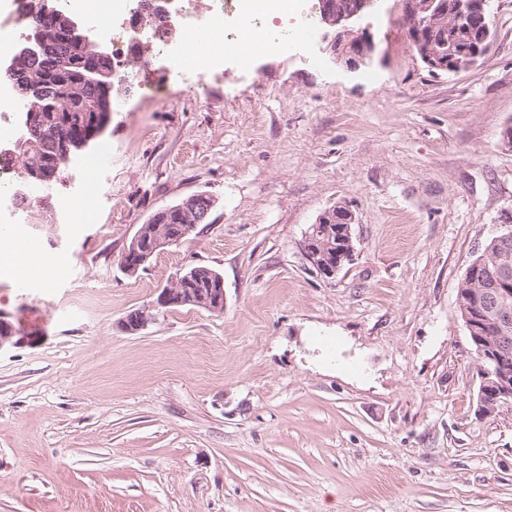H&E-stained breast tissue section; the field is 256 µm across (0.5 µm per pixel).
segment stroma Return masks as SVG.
Segmentation results:
<instances>
[{
  "instance_id": "obj_1",
  "label": "stroma",
  "mask_w": 512,
  "mask_h": 512,
  "mask_svg": "<svg viewBox=\"0 0 512 512\" xmlns=\"http://www.w3.org/2000/svg\"><path fill=\"white\" fill-rule=\"evenodd\" d=\"M473 69L428 74L402 0L361 21L378 45L351 73L305 52L226 57L200 98L132 97L80 157L109 145L82 224L69 166L0 237L38 242L52 284L0 267V512H512V402L477 411L460 317L467 265L512 217V0ZM207 223L137 274L121 255L158 209L195 194ZM354 215L327 280L302 245ZM193 266L224 310L130 311Z\"/></svg>"
}]
</instances>
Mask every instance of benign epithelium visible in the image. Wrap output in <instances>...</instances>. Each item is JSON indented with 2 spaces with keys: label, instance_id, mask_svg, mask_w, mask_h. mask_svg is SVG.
I'll return each instance as SVG.
<instances>
[{
  "label": "benign epithelium",
  "instance_id": "7a95c632",
  "mask_svg": "<svg viewBox=\"0 0 512 512\" xmlns=\"http://www.w3.org/2000/svg\"><path fill=\"white\" fill-rule=\"evenodd\" d=\"M404 16L407 19V37L410 43L417 46L427 45V41L437 29L443 27V20L448 14L446 0H425L419 4L415 0H403ZM374 5L372 0H349L341 7L332 5L331 0H317L320 20L328 31L324 35L320 51L328 59L340 64L354 73L373 64L376 55V43L373 35L365 28L358 27V22L365 15L366 9ZM472 0H457L452 14V23L464 24L473 16ZM57 32L68 38L85 29V24L74 17H62L56 23ZM481 56L479 45L457 32L452 37L447 49L435 53L429 50L420 52V61L430 73L457 74L470 70ZM110 112H98L93 117V129L82 146L89 145L91 140L100 136L108 125ZM198 196L193 195L174 208H167L162 214L168 216L176 213L182 217H190L197 212ZM159 219L155 214L150 222L142 225L122 254L121 264L129 274L136 273L140 267L159 250L173 245L176 240L159 238L152 245L144 242V235L150 223ZM336 250L329 253L322 249L318 237L306 234L303 252L306 259L316 272L325 279H332L343 269L345 263L352 260L354 246L352 224L354 216L346 208H336ZM218 287L211 289L210 296L203 299L195 297L191 289L182 287L189 277L177 276L175 281L162 289L152 304L137 309L125 316L120 328L135 334L155 320L161 310L193 305L213 313L224 311V280L219 274H212ZM512 325V309L507 306L495 308L491 324L485 327L484 336L480 337L481 391L479 411L491 415L498 406L512 401V361L509 360V337L507 331ZM25 340L12 323L0 318V351L14 347Z\"/></svg>",
  "mask_w": 512,
  "mask_h": 512
}]
</instances>
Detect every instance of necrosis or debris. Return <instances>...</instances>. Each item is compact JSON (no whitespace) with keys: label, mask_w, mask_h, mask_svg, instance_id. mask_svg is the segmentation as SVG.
I'll use <instances>...</instances> for the list:
<instances>
[{"label":"necrosis or debris","mask_w":512,"mask_h":512,"mask_svg":"<svg viewBox=\"0 0 512 512\" xmlns=\"http://www.w3.org/2000/svg\"><path fill=\"white\" fill-rule=\"evenodd\" d=\"M250 0H182L179 12L167 11V0H59L63 10L84 21L96 40L106 41L112 53V83L121 92L114 106L124 109L126 88L142 94L180 90L202 95L205 79L224 76V54L218 49L194 46L163 36V29L181 24L189 30L204 29L227 43L251 35L259 50H280L286 44L281 30L257 21ZM150 50L155 66L152 80L141 78L131 66L139 50Z\"/></svg>","instance_id":"obj_1"}]
</instances>
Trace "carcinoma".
<instances>
[{
  "instance_id": "1",
  "label": "carcinoma",
  "mask_w": 512,
  "mask_h": 512,
  "mask_svg": "<svg viewBox=\"0 0 512 512\" xmlns=\"http://www.w3.org/2000/svg\"><path fill=\"white\" fill-rule=\"evenodd\" d=\"M21 21L25 31L41 26L48 28L53 23V15L45 14L40 8L34 14L23 15ZM95 44L87 33L80 42L51 36L45 41L44 51L36 56H23L15 70L0 67V79L12 84L23 103L20 141L31 140L37 144L27 157L21 156L16 146L8 153H0V163L10 164L21 159L24 181L31 183L38 177L41 186L53 189L65 168L56 153V143L61 136L86 134L94 113L112 109V78H107L102 85L84 80L88 65L112 70V57L96 56ZM33 108L37 110L38 121L30 128L26 126V119ZM31 172L37 173V177L29 176ZM488 245L491 251H482L481 258L474 259L472 264L482 262L493 273L504 265L512 267V242L505 249L492 240ZM474 287L476 284L469 273H464L457 293L458 308L464 321L471 314L468 301Z\"/></svg>"
}]
</instances>
